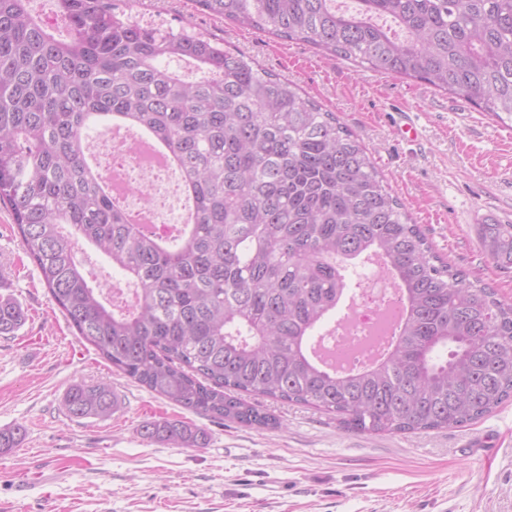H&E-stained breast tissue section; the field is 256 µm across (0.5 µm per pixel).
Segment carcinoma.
Instances as JSON below:
<instances>
[{
	"mask_svg": "<svg viewBox=\"0 0 512 512\" xmlns=\"http://www.w3.org/2000/svg\"><path fill=\"white\" fill-rule=\"evenodd\" d=\"M57 38L30 0H0V203L76 336L128 377L215 420L275 429L246 397L314 407L366 434L448 429L512 398V303L451 265L336 113L189 26H144L124 0H55ZM194 0L201 11L425 81L512 116V0ZM184 60L202 76L169 68ZM139 129L176 159L191 202L176 236L133 222L84 152L88 131ZM512 268V224H483ZM83 239L133 286L117 309L77 261ZM408 315L387 360L327 369L312 355L370 256ZM25 312L0 299V335ZM70 417H109L105 383L72 385ZM149 440L203 448L181 421ZM23 426L0 429V450Z\"/></svg>",
	"mask_w": 512,
	"mask_h": 512,
	"instance_id": "carcinoma-1",
	"label": "carcinoma"
}]
</instances>
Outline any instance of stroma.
Instances as JSON below:
<instances>
[{
	"label": "stroma",
	"mask_w": 512,
	"mask_h": 512,
	"mask_svg": "<svg viewBox=\"0 0 512 512\" xmlns=\"http://www.w3.org/2000/svg\"><path fill=\"white\" fill-rule=\"evenodd\" d=\"M140 12L222 39L335 112L436 251L512 302V269L479 243L483 220L512 224V116L202 14L193 0H143ZM404 112L418 130L411 142L396 132ZM0 296L26 314L0 336V429L26 430L0 453V512H512V402L464 427L404 435L347 431L263 396L254 404L280 428L216 422L115 371L74 335L1 206ZM101 382L118 398L112 416L69 417V387ZM162 419L204 429L206 446L141 435L143 422Z\"/></svg>",
	"instance_id": "stroma-1"
}]
</instances>
